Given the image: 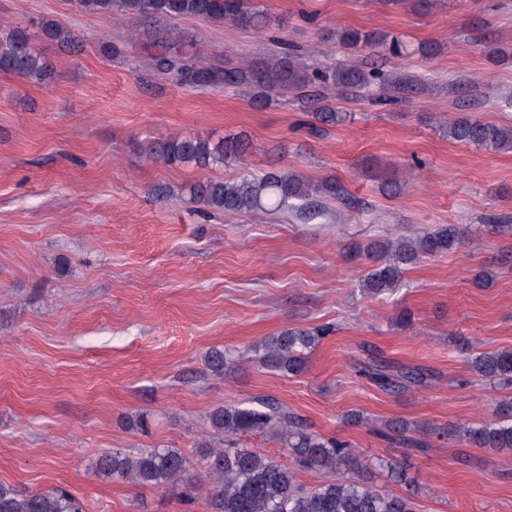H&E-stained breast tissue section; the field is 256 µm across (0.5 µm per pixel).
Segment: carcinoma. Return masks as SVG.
Segmentation results:
<instances>
[{"label": "carcinoma", "instance_id": "carcinoma-1", "mask_svg": "<svg viewBox=\"0 0 512 512\" xmlns=\"http://www.w3.org/2000/svg\"><path fill=\"white\" fill-rule=\"evenodd\" d=\"M95 13L121 11L136 19L156 17H201L218 23L233 22L255 29L267 26V12L249 0H79ZM341 40L400 53L399 42L377 32L348 28ZM156 68L172 82L186 87H240L253 89L265 103L277 96L292 95L299 104L308 101L306 89L316 84L338 90L345 96L367 94L375 102L398 99L400 88L382 70L361 68L343 62L331 70H317L301 62L295 50H286L263 62H224L222 67H200L185 49L167 46L153 56ZM0 69L44 84L50 68L35 49L26 28L11 26L0 36ZM321 97L311 116L331 125L344 120ZM448 138L494 151L512 150V125L483 122L470 115L448 120ZM248 143L242 137L217 142L197 137L174 136L151 146L149 154L168 165L211 169L229 159L243 160ZM336 200L348 207L353 203L334 182L314 184L301 175L282 168L261 174L245 171L232 178L201 179L190 187L191 202L227 215L254 217L292 211L307 217L325 208L323 200ZM467 244L466 230L457 224L425 229L413 236L375 240L360 249L371 264L361 280L364 294L371 297L391 294L400 288L406 270L424 260L454 252ZM330 333V328L287 329L260 344L261 363L268 369L291 375L303 371L308 354ZM474 374L502 386L512 385V348L483 352L469 360ZM363 373L384 390L419 385L428 373L422 368L394 371L376 361ZM207 423L222 445L205 444L203 455L210 483L203 495L206 512H414L410 496L383 490L365 476L369 464L358 459L348 443L308 431L300 420L288 415L280 404L260 400L256 405H220L209 412ZM459 433L478 448L512 451V401H503L493 422L464 429ZM276 435L293 451V465H287L254 448L239 447L242 435ZM348 473L314 486L301 484L296 471L305 469ZM99 473L115 482L137 483L166 489L186 485L185 501L196 503L195 484L189 480V462L184 453L170 446L142 448L133 456L113 451L100 456ZM0 512H85L81 502L67 489L54 487L41 492H22L0 483Z\"/></svg>", "mask_w": 512, "mask_h": 512}]
</instances>
